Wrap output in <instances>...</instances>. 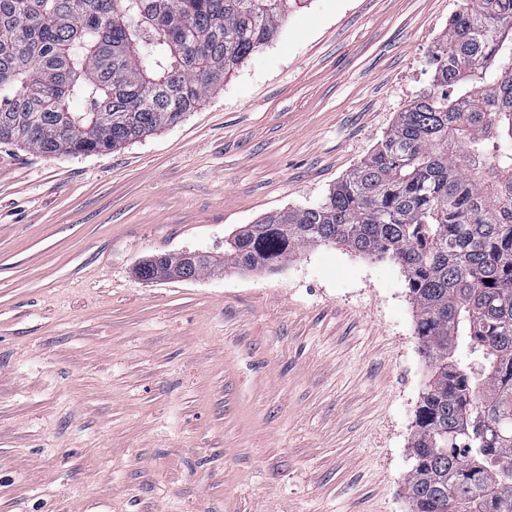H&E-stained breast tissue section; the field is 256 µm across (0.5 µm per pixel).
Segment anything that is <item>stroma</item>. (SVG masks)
<instances>
[{"label": "stroma", "instance_id": "stroma-1", "mask_svg": "<svg viewBox=\"0 0 512 512\" xmlns=\"http://www.w3.org/2000/svg\"><path fill=\"white\" fill-rule=\"evenodd\" d=\"M463 0H290L181 122L102 155L0 144V512H411L428 373L399 264L139 280L324 200L433 84ZM183 258V254L178 256L171 254L155 255L140 262L135 268V273L145 281L176 278L180 274Z\"/></svg>", "mask_w": 512, "mask_h": 512}]
</instances>
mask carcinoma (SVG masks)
<instances>
[{"label": "carcinoma", "mask_w": 512, "mask_h": 512, "mask_svg": "<svg viewBox=\"0 0 512 512\" xmlns=\"http://www.w3.org/2000/svg\"><path fill=\"white\" fill-rule=\"evenodd\" d=\"M288 0H0V144L103 154L175 125L269 43ZM417 95L324 201L205 254L270 270L343 244L399 263L430 369L411 512H512V0H465ZM183 256L140 262L176 278Z\"/></svg>", "instance_id": "carcinoma-1"}]
</instances>
